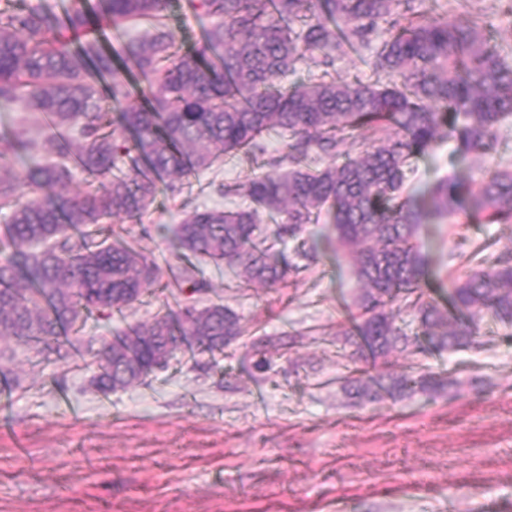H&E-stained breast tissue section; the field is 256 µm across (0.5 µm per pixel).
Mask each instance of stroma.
Masks as SVG:
<instances>
[{
    "mask_svg": "<svg viewBox=\"0 0 512 512\" xmlns=\"http://www.w3.org/2000/svg\"><path fill=\"white\" fill-rule=\"evenodd\" d=\"M167 15L185 45L201 41L206 21L187 0H170ZM452 15L483 18L512 60V15L500 0H466ZM489 164L460 161L447 141L417 160L411 186ZM224 178L201 173L180 195L160 191L143 222L115 221L158 262L161 282L131 309L90 313L86 332L110 338L158 312L220 300L242 335L222 354L179 355L107 394L91 386L81 357L52 347L10 360L16 342L0 336V387L11 390L0 416L27 445L21 457L0 437V512H512V324L488 314L478 347L433 352L421 337L371 357L354 330L358 285L325 220L306 227L316 261L297 278L248 288L201 260L207 290L190 294L174 227L185 212L224 206ZM420 243L431 259L426 297L444 305L468 265L464 246H484L487 259L512 249V224H426ZM262 336L273 343L271 367L259 373L253 344ZM356 368L432 376L443 387L359 399L348 392Z\"/></svg>",
    "mask_w": 512,
    "mask_h": 512,
    "instance_id": "obj_1",
    "label": "stroma"
}]
</instances>
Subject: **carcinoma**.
Listing matches in <instances>:
<instances>
[{"instance_id":"1","label":"carcinoma","mask_w":512,"mask_h":512,"mask_svg":"<svg viewBox=\"0 0 512 512\" xmlns=\"http://www.w3.org/2000/svg\"><path fill=\"white\" fill-rule=\"evenodd\" d=\"M416 0H190L208 20L201 42L185 47L164 22L166 0H75L49 21L14 0L0 6V106L23 113L21 126L54 131L0 150V209L10 210L14 251L0 257V336L40 351L64 330L69 346L94 368L102 393L127 389L166 367L187 348L220 353L241 334L219 302L184 308L181 318L156 315L109 340L84 336L87 314L109 317L160 283L157 263L121 238L111 221H139L154 203L161 176L179 194L192 174L250 164L245 183L224 180L232 208L203 207L175 226L185 255L224 264L241 282L272 286L315 261L300 240L308 224L330 215L336 251L360 284L357 336L376 358L413 339L417 323L430 343L457 350L475 344L483 313L512 323V251L465 273L448 289L457 313L425 299L428 256L417 241L423 224H446L465 211L487 224H512V168L478 178L441 179L407 191L414 159L448 140L466 157L498 152L512 122V61L479 19L463 26L437 20L440 7ZM128 32L126 59L146 82L147 106L112 118L129 95L125 64L94 37L75 41L98 18ZM222 51L219 62L209 53ZM356 52L370 75L348 81L330 72ZM362 128L371 138L357 140ZM280 148L271 155L267 140ZM20 149L42 163L19 173ZM87 175L69 185L72 161ZM50 185L55 191L43 195ZM286 215L266 231L260 212ZM300 241L291 259L278 249ZM411 319H405V316ZM408 378L358 372L359 395H404Z\"/></svg>"}]
</instances>
